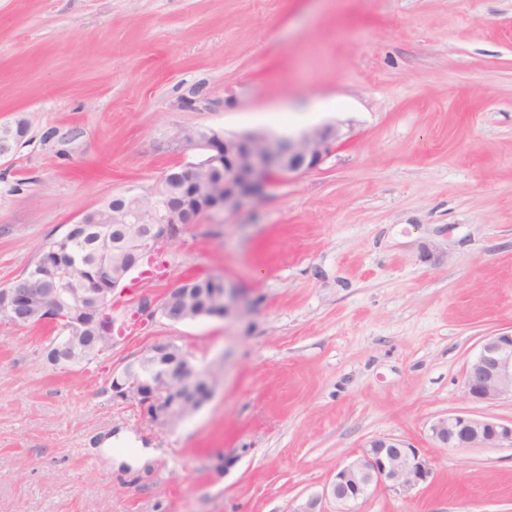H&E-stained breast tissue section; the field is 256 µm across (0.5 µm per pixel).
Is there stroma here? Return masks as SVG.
<instances>
[{"label":"stroma","mask_w":512,"mask_h":512,"mask_svg":"<svg viewBox=\"0 0 512 512\" xmlns=\"http://www.w3.org/2000/svg\"><path fill=\"white\" fill-rule=\"evenodd\" d=\"M18 118L0 288L86 212L154 188L184 157L172 128L343 137L182 226L157 276L116 291L123 336L92 363L51 365V327L0 320V512H288L378 436L432 480L357 512H512V446L429 432L512 419L511 395L464 390L483 337L512 329V0H0V122ZM189 275L225 277L238 306L165 320ZM162 340L215 374L166 433L111 389ZM140 446L156 458L135 469ZM434 447L494 448L512 446V420L472 417L463 414L437 419L430 427Z\"/></svg>","instance_id":"obj_1"}]
</instances>
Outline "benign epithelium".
<instances>
[{"instance_id":"1","label":"benign epithelium","mask_w":512,"mask_h":512,"mask_svg":"<svg viewBox=\"0 0 512 512\" xmlns=\"http://www.w3.org/2000/svg\"><path fill=\"white\" fill-rule=\"evenodd\" d=\"M341 136L340 127L334 124L309 128L288 142L263 132L227 134L212 127H176L168 133L172 143L197 154L179 166L186 205L201 203V214L235 210L275 180L317 167ZM16 138L10 124H0V159L13 153ZM160 195L158 188L129 193L128 203L136 208L130 213L124 205L114 206L120 223L140 220L153 228L132 242L130 258L120 272L112 275V285L101 280L100 263L85 271L77 285L64 288L44 263L32 274L37 287L0 289L1 312L28 310L33 315L45 314L44 323L63 322L62 336L50 346L52 365L70 367L69 352L83 347L90 336L114 340L113 325L105 323L111 318L114 292L144 261L165 255L183 223L180 211L160 206ZM211 280L215 284L212 301L200 314L193 313L190 303L179 313L170 312L162 303L158 311L173 323L200 316H226L238 305V288L221 277L213 276ZM173 345L175 342L170 340L155 342L122 372L112 374V395L139 408L160 432L173 430L211 393L212 371L188 357L171 358L169 347ZM464 388L474 402H490L512 394V330L482 339L467 365ZM430 438L434 447L442 449L511 447L512 420L448 415L431 425ZM431 477V468L418 449L395 438L375 437L351 461L336 468L322 492L303 498L289 512H325L324 502L329 499L336 504V512H355L359 501L383 485L412 490L430 484Z\"/></svg>"}]
</instances>
